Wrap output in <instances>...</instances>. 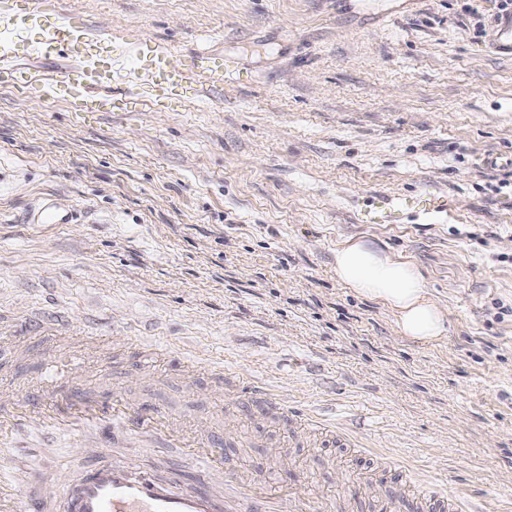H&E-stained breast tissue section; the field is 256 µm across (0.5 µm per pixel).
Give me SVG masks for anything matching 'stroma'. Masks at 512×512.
I'll use <instances>...</instances> for the list:
<instances>
[{"label":"stroma","mask_w":512,"mask_h":512,"mask_svg":"<svg viewBox=\"0 0 512 512\" xmlns=\"http://www.w3.org/2000/svg\"><path fill=\"white\" fill-rule=\"evenodd\" d=\"M113 70L125 42L243 75L173 112H73L15 83L63 70L30 54L56 19L13 29L0 85V395L36 397L76 354L84 397L125 389L177 421L242 407L225 468L307 485L313 512H425L391 476L512 512V51L477 36L465 0H61ZM435 194L447 212L364 224L380 198ZM76 214L41 224L44 206ZM365 237L413 262L448 305V336L397 335L341 288L337 245ZM165 347L146 370L128 333ZM224 361L233 378L189 372ZM265 378L289 406L348 428L345 448L246 401ZM124 460L182 489L179 448L28 427L0 453L22 496Z\"/></svg>","instance_id":"35a3bbf8"}]
</instances>
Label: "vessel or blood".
<instances>
[{"label":"vessel or blood","instance_id":"1","mask_svg":"<svg viewBox=\"0 0 512 512\" xmlns=\"http://www.w3.org/2000/svg\"><path fill=\"white\" fill-rule=\"evenodd\" d=\"M65 49L71 67L85 78L83 94L71 102L78 112H141L167 106L181 92H206L240 79L238 70L216 63L200 54L187 62L177 61L166 50L134 69L120 73L107 70L98 61L96 40L86 29L60 21L47 31L41 54ZM404 208L423 214L447 208L448 202L435 195L405 200ZM64 371L51 366L43 379L38 399L22 398L0 410V447H13L17 433L30 424L42 429L80 433L82 429L109 425L122 429L129 439L146 445L181 448L196 456L202 477L223 473L224 487L231 498L221 500L206 490L181 491L175 484L135 472L128 465L111 463L93 467L74 485L62 486L60 497L65 512H309L307 493H290L264 485L260 490L241 491L238 474L224 468L220 440L200 434L197 427L174 429L163 409L151 411L131 404L121 393L107 401H91L76 394L58 393ZM247 388L268 409L282 412L286 406L263 380L249 378ZM0 512H47L44 502L24 498L13 478L0 475Z\"/></svg>","mask_w":512,"mask_h":512}]
</instances>
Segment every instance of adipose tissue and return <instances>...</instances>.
Wrapping results in <instances>:
<instances>
[{
    "instance_id": "obj_1",
    "label": "adipose tissue",
    "mask_w": 512,
    "mask_h": 512,
    "mask_svg": "<svg viewBox=\"0 0 512 512\" xmlns=\"http://www.w3.org/2000/svg\"><path fill=\"white\" fill-rule=\"evenodd\" d=\"M333 271L341 287L382 305L402 338L431 344L447 336L448 307L434 299L412 263L368 241L349 239L337 246Z\"/></svg>"
}]
</instances>
